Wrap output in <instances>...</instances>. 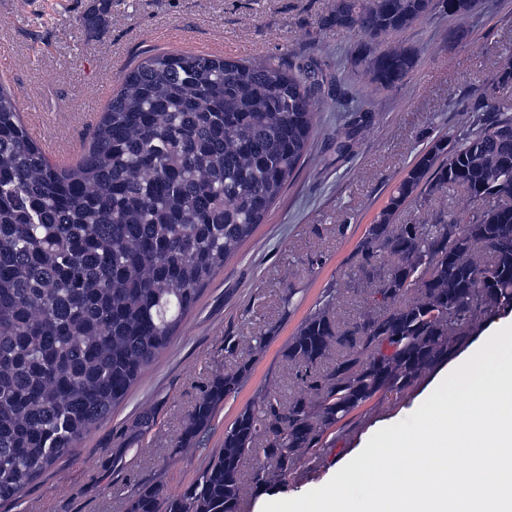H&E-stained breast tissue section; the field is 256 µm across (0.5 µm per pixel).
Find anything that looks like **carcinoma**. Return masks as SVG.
<instances>
[{
	"label": "carcinoma",
	"mask_w": 512,
	"mask_h": 512,
	"mask_svg": "<svg viewBox=\"0 0 512 512\" xmlns=\"http://www.w3.org/2000/svg\"><path fill=\"white\" fill-rule=\"evenodd\" d=\"M82 18L101 34L108 0ZM477 0H334L324 29L374 40ZM415 48L350 52L390 90L416 69ZM486 83L458 131L435 140L394 188L357 252L386 256L388 277L355 284L366 303L343 323L329 289L284 357L304 392L262 390L224 430L198 478L178 493L145 486L129 512H240L241 466L274 486L366 402L401 393L512 311V105ZM326 77L315 66L148 51L123 73L77 161L59 168L29 136L0 84V502L69 456L112 414L170 344L201 292L263 223L309 160ZM447 186L470 208L433 224H395L410 201ZM251 371L214 375L180 443L209 430Z\"/></svg>",
	"instance_id": "1"
}]
</instances>
